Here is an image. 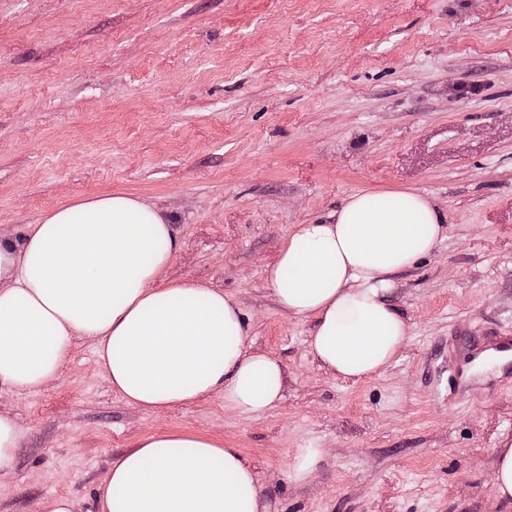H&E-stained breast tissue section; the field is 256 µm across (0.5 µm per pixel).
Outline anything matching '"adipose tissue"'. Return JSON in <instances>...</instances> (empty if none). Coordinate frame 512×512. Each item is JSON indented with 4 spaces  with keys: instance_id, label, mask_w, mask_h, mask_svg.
I'll return each instance as SVG.
<instances>
[{
    "instance_id": "ef3b65f1",
    "label": "adipose tissue",
    "mask_w": 512,
    "mask_h": 512,
    "mask_svg": "<svg viewBox=\"0 0 512 512\" xmlns=\"http://www.w3.org/2000/svg\"><path fill=\"white\" fill-rule=\"evenodd\" d=\"M445 232L435 205L410 190L360 191L331 224H298L265 270L279 306L310 316L309 349L345 379L378 374L410 327L386 296L393 274ZM180 244L154 209L125 194L76 199L0 241V388L56 378L74 337L94 340L102 371L129 404L160 410L212 392L260 414L282 397L280 362L248 351L238 303L184 281L159 282ZM101 512H266L257 475L235 448L155 432L112 465Z\"/></svg>"
}]
</instances>
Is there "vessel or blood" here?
<instances>
[{"label":"vessel or blood","mask_w":512,"mask_h":512,"mask_svg":"<svg viewBox=\"0 0 512 512\" xmlns=\"http://www.w3.org/2000/svg\"><path fill=\"white\" fill-rule=\"evenodd\" d=\"M448 356L455 361L448 378L454 397L468 396L471 385L481 374V366L489 360L497 364L500 379H512V336H456L448 342Z\"/></svg>","instance_id":"obj_1"}]
</instances>
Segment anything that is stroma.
Wrapping results in <instances>:
<instances>
[{
    "label": "stroma",
    "mask_w": 512,
    "mask_h": 512,
    "mask_svg": "<svg viewBox=\"0 0 512 512\" xmlns=\"http://www.w3.org/2000/svg\"><path fill=\"white\" fill-rule=\"evenodd\" d=\"M365 189L426 196L446 231L393 278L410 326L394 360L344 380L264 270L294 225ZM115 192L180 240L160 283L238 303L283 397L140 409L76 338L56 379L0 393L24 429L0 512H100L111 466L160 429L239 449L268 512H512L491 484L512 383L448 393L449 336L512 333V0H0V239ZM305 448L321 458L292 480Z\"/></svg>",
    "instance_id": "35a3bbf8"
}]
</instances>
